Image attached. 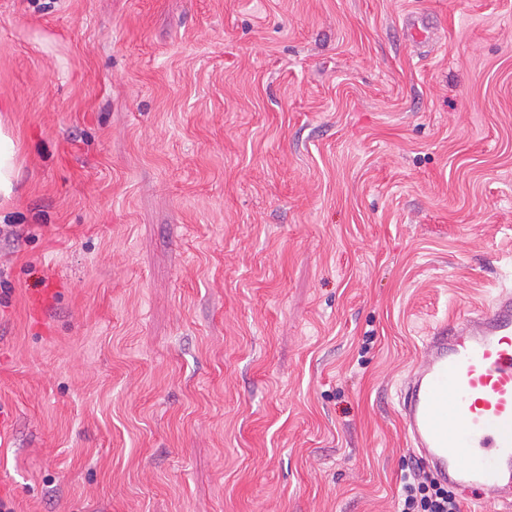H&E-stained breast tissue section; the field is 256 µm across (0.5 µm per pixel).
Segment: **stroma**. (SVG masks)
Returning a JSON list of instances; mask_svg holds the SVG:
<instances>
[{"instance_id": "obj_1", "label": "stroma", "mask_w": 512, "mask_h": 512, "mask_svg": "<svg viewBox=\"0 0 512 512\" xmlns=\"http://www.w3.org/2000/svg\"><path fill=\"white\" fill-rule=\"evenodd\" d=\"M4 97L0 498L397 512L425 336L512 287V0H0ZM405 22L409 30L411 45L417 49L429 47L432 40V26L429 19L423 15L410 13L406 15ZM19 134L0 114V208L13 198L20 163Z\"/></svg>"}]
</instances>
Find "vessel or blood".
<instances>
[{
  "label": "vessel or blood",
  "instance_id": "obj_1",
  "mask_svg": "<svg viewBox=\"0 0 512 512\" xmlns=\"http://www.w3.org/2000/svg\"><path fill=\"white\" fill-rule=\"evenodd\" d=\"M414 48L429 47L426 16L405 17ZM407 440L436 479L475 501L512 503V290L423 342L404 381Z\"/></svg>",
  "mask_w": 512,
  "mask_h": 512
}]
</instances>
